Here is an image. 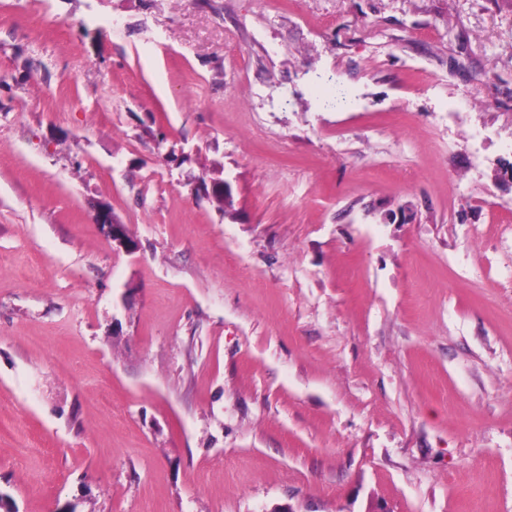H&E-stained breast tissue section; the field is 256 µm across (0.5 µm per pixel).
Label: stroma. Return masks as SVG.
<instances>
[{
    "mask_svg": "<svg viewBox=\"0 0 512 512\" xmlns=\"http://www.w3.org/2000/svg\"><path fill=\"white\" fill-rule=\"evenodd\" d=\"M0 491L512 512V0H0ZM93 224H98L107 238L115 246L124 249L127 253L133 254L137 250V243L132 236L129 227L121 224L112 216V210L107 206L100 207L92 218Z\"/></svg>",
    "mask_w": 512,
    "mask_h": 512,
    "instance_id": "35a3bbf8",
    "label": "stroma"
}]
</instances>
